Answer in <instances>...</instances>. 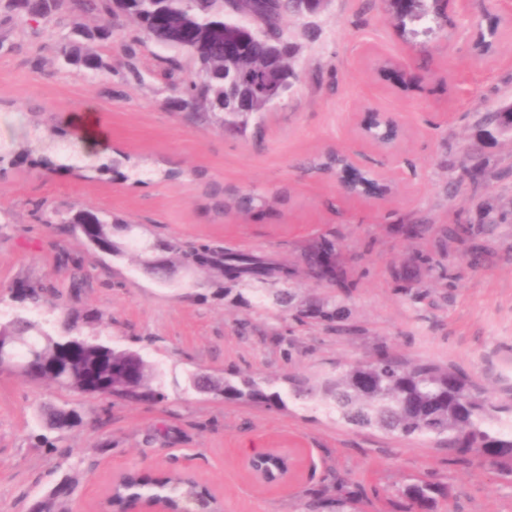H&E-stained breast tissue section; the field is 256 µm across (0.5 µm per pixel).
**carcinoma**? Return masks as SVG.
Segmentation results:
<instances>
[{
  "mask_svg": "<svg viewBox=\"0 0 512 512\" xmlns=\"http://www.w3.org/2000/svg\"><path fill=\"white\" fill-rule=\"evenodd\" d=\"M242 11L251 15L253 24L278 31L285 13L294 11L292 0H236ZM410 18L431 22L440 30L448 27L443 0H413ZM64 13L94 15L100 24L93 29L83 25L72 28L71 38L59 47L68 65L103 73L110 64L98 54L83 51L86 41L112 42L116 22L124 17L136 26L132 41L147 39L157 45L188 54L197 65L196 78L174 84L180 93L181 107L201 123L224 124V115L236 111L237 101L251 97V108H265V97L224 81V72L233 70L243 59L258 64L278 45L271 37L244 38L235 18L224 19V0H0V14L18 23L49 24ZM40 221L57 224L66 233H79L85 239L103 241L105 253L116 251L113 231L129 228L123 219L87 204L50 206ZM163 248L181 255L186 265L215 268L233 279L263 282L286 279L292 271L250 252L226 251L210 244H170ZM334 244L325 239L303 258L306 274L319 283L343 289L344 274L334 263ZM58 289L29 285L20 298L28 309L39 312L50 305ZM80 316L62 312L58 322L62 333L52 335L36 318L16 315L0 332V346L12 350L16 360L25 363L35 354L61 357L56 372L48 380L79 393H90L128 401H159L164 398L155 383L152 365L142 359L134 364L136 378L131 383L112 379V369L129 365V356L104 341L79 340ZM285 392L274 390L254 378L230 372L224 377V398L261 404L268 409H284L288 400L316 403L336 420L356 429H369L405 440L432 438L445 445L448 455L457 460L477 458L492 465L500 474L512 476V408L496 403L478 390L470 377L459 369L429 362L404 363L381 355L373 361L353 366L334 376L315 381L288 379ZM47 429L62 432L80 421L74 411L52 408L42 413ZM336 498L316 501L315 508L334 512H359L358 492L346 480L336 484ZM382 495L390 512H437L439 503L449 496L440 483L416 478L394 493L374 489ZM194 498L200 508L213 507L210 494L195 480L171 473L156 478L134 470L115 491L113 506L120 508L131 498H155L177 507L181 497Z\"/></svg>",
  "mask_w": 512,
  "mask_h": 512,
  "instance_id": "cac0c4a2",
  "label": "carcinoma"
}]
</instances>
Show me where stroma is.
I'll use <instances>...</instances> for the list:
<instances>
[{
    "mask_svg": "<svg viewBox=\"0 0 512 512\" xmlns=\"http://www.w3.org/2000/svg\"><path fill=\"white\" fill-rule=\"evenodd\" d=\"M485 6L486 14L443 31L394 17L383 0H330L316 16H285L298 79L243 136L182 114L168 61L178 59L184 81L194 62L149 41L131 44L130 20L116 26L110 68L99 76L63 65L58 53L72 27L95 26V18L64 15L45 29L0 20V149L28 147L57 162L48 171L21 159L0 171V317L25 310L12 297L16 283L54 286L60 309L98 314L82 335L140 351L164 393L159 402L127 403L0 372V512H29L65 475L75 481L68 512H106L113 474L128 469L192 474L222 497L224 512H307L310 494L334 496L340 477L357 487L362 512H381L373 487L393 491L414 478L448 487L439 512H512V477L449 461L435 441L353 429L295 403L269 410L227 400L189 380L238 371L280 388L288 376L315 380L387 354L461 368L512 404V136L480 138L483 115L512 102V24L501 23L491 55L477 59L471 32L499 13L497 0ZM371 110L397 120L394 152L358 138ZM87 115L89 127L80 122ZM53 126L68 131V143L49 137ZM476 139L482 149L469 153ZM336 150L390 180L391 194H345L335 174L314 167ZM125 156L141 181L77 172ZM166 169L184 176L164 179ZM246 195L254 202L244 209ZM72 202L132 224L114 236L118 255L41 223V207ZM457 223L471 225L485 248L479 270L463 260L467 243L448 233ZM402 224L421 231L406 237ZM325 237L336 243L347 290L304 272V252ZM167 241L258 253L295 274L240 284L185 267L161 250ZM163 258L164 282L145 271ZM77 261L88 282L74 290ZM407 267L417 280L405 288L395 273ZM318 298L346 307L341 328L310 318ZM44 404L82 417L52 434L51 451L39 443ZM253 448L290 455L295 479L255 483L242 467Z\"/></svg>",
    "mask_w": 512,
    "mask_h": 512,
    "instance_id": "obj_1",
    "label": "stroma"
}]
</instances>
